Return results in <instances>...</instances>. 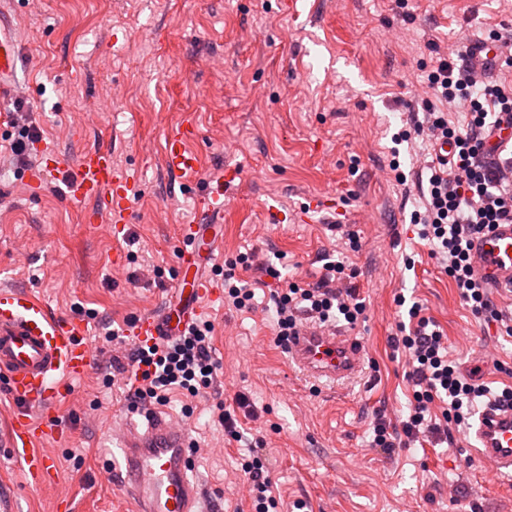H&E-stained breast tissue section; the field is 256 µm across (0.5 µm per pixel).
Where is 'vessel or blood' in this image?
<instances>
[{
  "instance_id": "obj_1",
  "label": "vessel or blood",
  "mask_w": 512,
  "mask_h": 512,
  "mask_svg": "<svg viewBox=\"0 0 512 512\" xmlns=\"http://www.w3.org/2000/svg\"><path fill=\"white\" fill-rule=\"evenodd\" d=\"M17 56L13 23L0 16V84L14 76ZM194 132L192 124L184 123L166 136L170 170L197 172L198 159L188 148ZM236 176L229 168L209 183L199 223L182 229V242L189 249L183 265L193 272L190 288L179 305L139 317L133 326L135 343L176 336L196 318L201 299L219 301L204 265L214 244L208 220L223 212L224 186ZM138 182L137 175L118 173L111 152L100 147L80 155L75 174L65 182V195L76 203L98 202L100 212H87L86 223L106 219L116 236L129 222L128 202ZM472 253L476 275L493 287L512 289V223L496 225L476 239ZM86 328L83 320L52 313L29 291L0 287V377L11 402L7 424L0 428V447L18 455L38 486L57 477L55 458L45 445L62 432L45 413L60 405L63 387L84 378L93 362ZM288 360L303 378L317 384L346 386L364 370L356 337L314 322L303 323L290 338ZM111 444L119 455L112 474L121 491L135 501L137 512H201L202 491L190 475L192 455L184 425L156 413L142 428L127 420L113 427ZM471 449L488 475L512 476V407L491 403L478 412Z\"/></svg>"
}]
</instances>
